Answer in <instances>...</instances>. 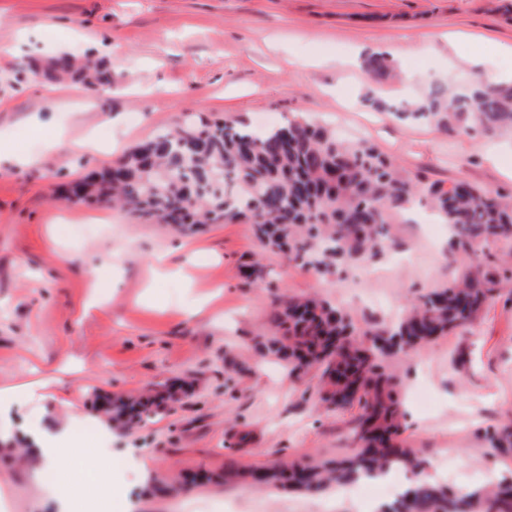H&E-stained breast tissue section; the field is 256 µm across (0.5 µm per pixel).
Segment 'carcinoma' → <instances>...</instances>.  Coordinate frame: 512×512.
Here are the masks:
<instances>
[{"label":"carcinoma","mask_w":512,"mask_h":512,"mask_svg":"<svg viewBox=\"0 0 512 512\" xmlns=\"http://www.w3.org/2000/svg\"><path fill=\"white\" fill-rule=\"evenodd\" d=\"M364 65L371 81L399 79L387 56L372 53ZM31 70L46 81L62 76L101 84L106 64L60 56ZM364 104L400 121H422L448 135L512 131V82L485 86L431 83L406 108L371 91ZM76 201H111L164 224L192 230L202 224H252L272 251L324 274L344 260L370 262L399 246L393 216L418 200L452 229L451 252L461 260L448 280L427 289L392 323L362 318L319 298L274 300L266 352L288 364L297 382L328 407L351 410L358 445L353 454L320 464L291 463L241 472L224 471V482L320 492L355 477L407 469L415 481L384 512H512V477L454 490L432 480L429 462L406 446L402 435L403 378L395 363L438 336L478 320L500 291L512 286V268L485 249L512 244V200L463 182L443 186L405 173L365 141L345 143L324 128L300 120L258 131L226 118L212 123L188 117L135 146L112 168L82 179ZM245 277L266 285L265 268L247 265ZM183 383H156L139 398L119 395L105 408L107 426L130 427L179 402ZM489 454L512 459V421L482 430Z\"/></svg>","instance_id":"obj_1"}]
</instances>
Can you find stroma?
I'll use <instances>...</instances> for the list:
<instances>
[{
	"instance_id": "35a3bbf8",
	"label": "stroma",
	"mask_w": 512,
	"mask_h": 512,
	"mask_svg": "<svg viewBox=\"0 0 512 512\" xmlns=\"http://www.w3.org/2000/svg\"><path fill=\"white\" fill-rule=\"evenodd\" d=\"M478 34L488 66L503 67L512 17L487 0H0V142L32 157L0 164V436L45 428L59 446L77 427L112 457L114 512H379L388 498L342 500L249 484H207L147 493L151 478L200 468L336 460L357 443L352 415L301 395L288 371L255 348L267 331L271 292L316 294L362 317V296L394 313L446 280L448 229L417 233L430 213L413 206L395 231L402 260L351 262L319 274L266 249L250 224L193 232L97 202L58 197L95 169L193 113L254 126L304 118L345 141L364 139L411 174L512 193V133L446 136L360 102L370 83L359 56L388 55L402 82L381 91L395 105L434 80H471L455 39ZM120 55L112 91L59 93L27 69L35 58ZM99 146L81 148L85 138ZM260 262L270 288L249 286ZM99 268L91 288L88 266ZM405 373L408 447L453 488L512 476L490 460L479 428L512 420V305L494 300L476 325L411 353ZM175 379L192 383L175 408L131 429L107 427L102 397L137 394ZM252 440L240 447L239 433ZM62 487L0 455V512H60Z\"/></svg>"
}]
</instances>
